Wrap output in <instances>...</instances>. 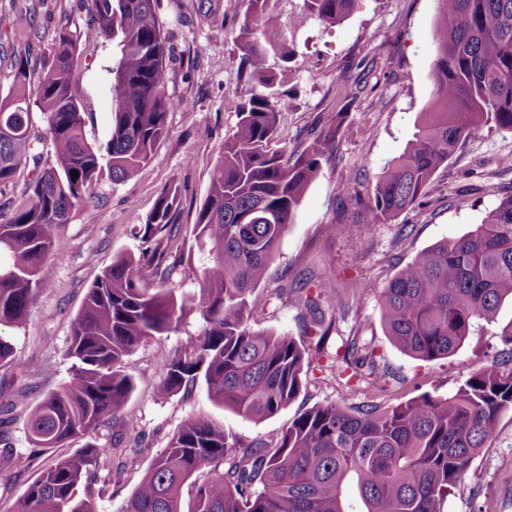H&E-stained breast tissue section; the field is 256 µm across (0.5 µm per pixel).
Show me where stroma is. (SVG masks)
Here are the masks:
<instances>
[{"label":"stroma","mask_w":512,"mask_h":512,"mask_svg":"<svg viewBox=\"0 0 512 512\" xmlns=\"http://www.w3.org/2000/svg\"><path fill=\"white\" fill-rule=\"evenodd\" d=\"M154 6L170 50L167 93L191 103L194 117L169 112L166 134L148 164L119 182L103 177L94 190V223L73 214L62 228L65 252L41 269V286L27 321L12 333L15 357L0 366V455L28 462L18 472L0 471V512H16L24 488L52 459L111 444L116 432L122 435L124 450L99 474L102 512H123L154 459L191 414L223 423L225 432L241 444L274 442L289 422L315 405L386 407L423 393L447 394L474 369L494 361L512 366V346L500 336L512 323L511 305L502 307L496 323L475 331L456 355L426 362L390 341L375 294L353 287L357 281L387 282L418 252L458 238L480 223L501 194L512 191V131L486 129L468 140L436 172L420 205L402 213L396 223L361 224L351 237L324 232L325 225L352 221L356 198L366 197L386 163L404 150L431 100L436 0H361L333 27L310 18L295 24L301 0H272L295 51L284 85L290 103L281 119L283 141L291 146L308 142L335 113L345 115L337 161L325 164L309 187L267 278L249 298L253 329L295 336L309 352L298 398L256 422L215 406L201 384L187 395H159V352L199 333V323L191 318L180 334L149 340L125 358L123 370L135 390L121 421H105L95 432L48 451L33 447L25 424L34 406L72 374L66 349L88 288L113 257L140 252L138 226L160 190L173 183L182 190L178 244L189 260L174 273L171 286L180 295L194 291L199 260L193 255L190 230L224 138L238 122L236 108L244 92L233 52L244 5L242 0H154ZM21 8L34 11L45 37L13 42L12 20ZM88 18L86 0H0V96L12 86L14 56L27 57L39 70L49 67L51 33L63 25L82 29ZM112 65L111 44L100 43L84 48L74 71L75 93L86 114L85 134L92 143L108 137ZM299 286L323 292L320 307L334 319L325 342L304 335L308 313L297 298H274L278 289ZM354 337L376 345L379 362L389 373L386 387L347 388L332 359ZM445 512H512V411L502 415L494 437L449 496Z\"/></svg>","instance_id":"35a3bbf8"}]
</instances>
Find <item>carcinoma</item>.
I'll list each match as a JSON object with an SVG mask.
<instances>
[{"instance_id": "cac0c4a2", "label": "carcinoma", "mask_w": 512, "mask_h": 512, "mask_svg": "<svg viewBox=\"0 0 512 512\" xmlns=\"http://www.w3.org/2000/svg\"><path fill=\"white\" fill-rule=\"evenodd\" d=\"M90 2L83 31H54L50 68L34 80L28 60L14 59V89L0 97V186L33 165L25 190L0 211V365L13 360L5 330L26 321L41 265L64 252L63 225L77 211L94 218V189L103 175L118 182L151 161L168 112L191 113L166 91L167 46L154 0ZM357 2L302 0V16L337 25ZM437 2L432 98L413 139L356 211L366 224H388L418 205L436 171L479 130H512V0ZM244 3L235 47L246 91L192 228L197 288L186 298L167 287L184 262L176 223L182 193L171 184L138 225L141 255L116 256L88 289L67 348L72 377L36 405L26 424L36 448H58L109 418L118 421L134 391L121 369L124 358L149 339L181 332L191 316L202 332L161 352L160 394L186 393L201 381L215 405L261 421L301 390L306 348L288 334L252 329L249 296L322 165L336 159L344 116L336 113L301 149L273 147L288 93L272 88L284 82L290 51L270 0ZM13 30L22 40L39 34L28 11L15 15ZM98 43L112 44L118 57L111 130L106 141L90 145L72 73L81 46ZM270 51L284 63L278 73L266 67ZM35 109L44 115L43 133ZM358 287L375 291L387 335L402 351L427 362L453 356L512 300V194L463 236L417 253L386 283ZM320 297L307 294L300 302L311 317L304 333L323 338L331 326L324 325ZM341 360L349 383L378 385L386 377L374 347L356 337L345 343ZM506 410H512V370L492 363L446 395L423 394L387 408L314 406L274 444L244 446L223 424L194 413L123 512H182L188 482L195 487L191 512H443ZM112 454L88 447L57 458L27 485L18 512H99L91 485Z\"/></svg>"}]
</instances>
